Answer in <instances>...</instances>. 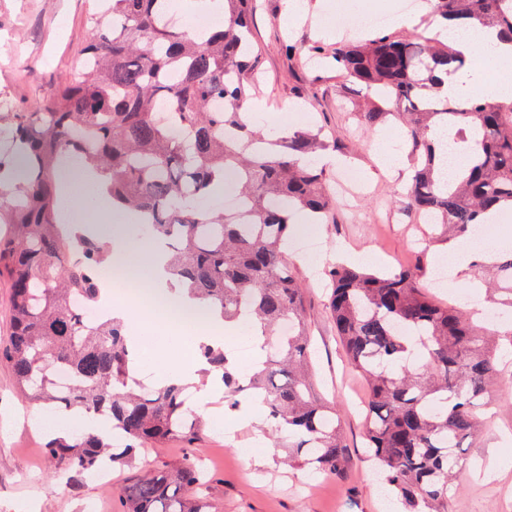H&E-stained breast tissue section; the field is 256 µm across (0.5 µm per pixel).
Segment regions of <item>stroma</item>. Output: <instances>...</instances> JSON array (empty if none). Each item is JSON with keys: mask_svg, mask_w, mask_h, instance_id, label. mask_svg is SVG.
Segmentation results:
<instances>
[{"mask_svg": "<svg viewBox=\"0 0 512 512\" xmlns=\"http://www.w3.org/2000/svg\"><path fill=\"white\" fill-rule=\"evenodd\" d=\"M307 0L303 17L288 16V0H257L254 37L261 53V84L254 100L264 125L281 130L305 127L315 118L328 136L330 163L323 171L338 186L348 171L357 183L337 199L325 223L295 224L288 260L305 288L306 310L313 344L317 390L333 404L341 421L351 459L348 479H324L300 467L284 465L283 449L261 431L267 426L263 407L243 403L225 410L223 426L208 425L199 439L177 440L145 451L135 467H113L108 481L96 475H62L52 465L45 446L64 421L60 411L31 407L19 393L12 369L0 357V512H123L120 490L138 472L191 454L208 474L206 494L219 512H404L388 500L365 456L366 386L349 370L329 316L328 292L318 271L352 254L373 255V266L391 270L418 268L420 283L443 302H456L461 288L480 306L490 300L469 268L453 267L444 286L434 284L442 264L432 254L439 245V226L404 210L405 170L383 167L384 148L398 145L409 158L412 144L403 140L400 124L390 120L376 131L363 129L348 105L353 87L338 75L329 59L309 60L310 47L333 50L338 42L365 36L359 25L364 13L394 11L400 0ZM97 0H0V102L11 111H32L38 102L72 75L89 35L86 19ZM317 236L321 256L310 264L299 245L305 233ZM144 359L163 356L188 363L194 351L190 337L168 331L157 337L148 331ZM500 408L487 422L481 440L466 448L468 468L448 491V512H505L512 503V383L497 389ZM262 442L259 458L245 448Z\"/></svg>", "mask_w": 512, "mask_h": 512, "instance_id": "obj_1", "label": "stroma"}]
</instances>
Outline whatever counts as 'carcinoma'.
Returning <instances> with one entry per match:
<instances>
[{
	"mask_svg": "<svg viewBox=\"0 0 512 512\" xmlns=\"http://www.w3.org/2000/svg\"><path fill=\"white\" fill-rule=\"evenodd\" d=\"M111 25L93 14L82 69L33 112L0 117V276L10 288L6 356L24 398L108 419L109 441L94 430L47 444L64 473L97 472L106 460L133 463L139 449L192 442L206 422L172 380L148 392L131 372L123 321L94 313L112 242L63 221L65 159L75 156L112 211L136 213L140 236L165 241L171 289L187 293L224 322L245 329L265 352L242 376L224 350L200 347L222 373L232 409L246 399L268 410L272 436L291 461L318 476L341 477L347 452L335 409L318 396L303 287L290 270V225L319 224L333 206L314 158L327 143L310 128L260 129L249 103L259 53L252 0H223L224 23L189 33L167 23L165 0H102ZM439 19L467 32L493 29L512 44V0H433ZM336 71L361 91L358 117L375 129L394 117L413 144L407 211L439 217L463 237L495 210L512 209V96L489 105L441 95L466 58L439 35L399 38L383 29L339 45ZM224 101V110L211 104ZM466 143L470 163L444 176L443 133ZM237 205L202 206L216 174ZM489 287L508 294L512 255L493 265ZM329 312L350 366L368 383L367 457L408 512H448V488L467 468L462 452L497 402L512 349L489 323L437 301L411 268L327 270ZM288 324V334L281 333ZM64 370L70 385L61 390ZM204 474L185 457L146 470L120 492L125 512H212L199 495Z\"/></svg>",
	"mask_w": 512,
	"mask_h": 512,
	"instance_id": "cac0c4a2",
	"label": "carcinoma"
}]
</instances>
